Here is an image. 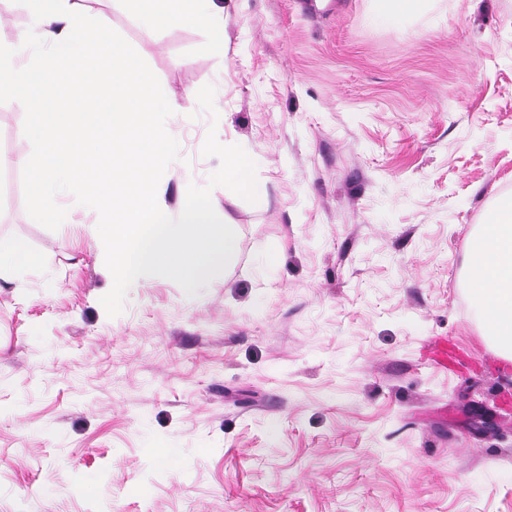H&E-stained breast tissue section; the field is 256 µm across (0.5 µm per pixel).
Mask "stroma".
Instances as JSON below:
<instances>
[{"mask_svg": "<svg viewBox=\"0 0 512 512\" xmlns=\"http://www.w3.org/2000/svg\"><path fill=\"white\" fill-rule=\"evenodd\" d=\"M216 2L220 54L82 0L175 101L163 212L209 129L256 165V202L212 188L238 249L197 295L142 276L107 316L97 212L29 217L0 103V248L42 258L0 278V512H512V361L468 278L512 198V0Z\"/></svg>", "mask_w": 512, "mask_h": 512, "instance_id": "obj_1", "label": "stroma"}]
</instances>
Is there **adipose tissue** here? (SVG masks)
Returning a JSON list of instances; mask_svg holds the SVG:
<instances>
[{
    "label": "adipose tissue",
    "instance_id": "ef3b65f1",
    "mask_svg": "<svg viewBox=\"0 0 512 512\" xmlns=\"http://www.w3.org/2000/svg\"><path fill=\"white\" fill-rule=\"evenodd\" d=\"M136 13L151 25H203L216 51L224 49V30L214 20V0H131ZM473 297L493 311L486 333L512 359V202L502 204L494 223L485 225L476 243L471 268Z\"/></svg>",
    "mask_w": 512,
    "mask_h": 512
}]
</instances>
